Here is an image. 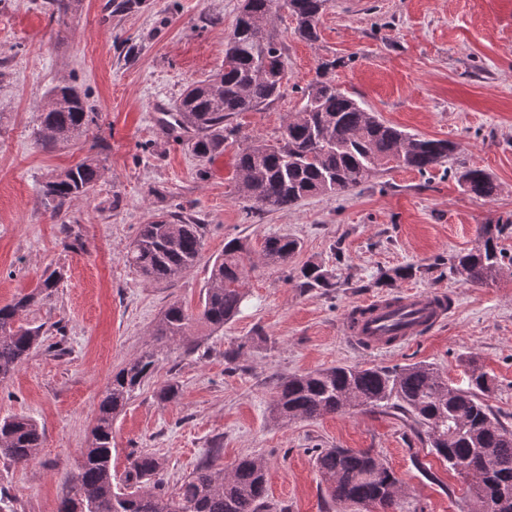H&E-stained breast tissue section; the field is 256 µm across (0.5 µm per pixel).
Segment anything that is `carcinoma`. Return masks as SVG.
<instances>
[{"mask_svg":"<svg viewBox=\"0 0 512 512\" xmlns=\"http://www.w3.org/2000/svg\"><path fill=\"white\" fill-rule=\"evenodd\" d=\"M247 14L238 16L224 50V68L188 86L166 128L174 138L192 133L188 143L202 159L224 146L234 129L224 121L240 112H255L281 96L279 74L285 71L281 42L273 14L278 0H250ZM328 0H283L294 18L295 34L307 42L319 38L320 17ZM336 62L320 65L319 79L303 93L300 109L288 117L274 145L248 143L236 158L237 194L258 210L289 209L302 199L341 195L366 182L400 155L397 166L424 174L444 163L456 145L427 139L388 125L367 111L326 78ZM50 107H38L40 127L36 143L46 147L65 144L79 136L93 121L80 93L71 85H56L47 92ZM102 172L86 159L45 184L43 195L60 211L73 197L86 194ZM465 193L490 198L497 184L480 168L458 175ZM206 225L178 214L143 224L127 252L138 272L157 282L172 283L200 259ZM512 232L511 224H484L479 245L455 257L452 267L466 281L483 285L494 280L505 263L498 241ZM299 250L296 239L268 236L261 260L286 267ZM254 268V257L238 239L224 243V253L213 263L198 320L216 331L241 310L246 293L243 280ZM415 275L406 265L380 273L377 283L392 287ZM61 279L52 271L29 293L0 307V381L9 379L18 366L42 343V327L21 319L22 313L49 296ZM304 289L331 288L334 275L310 262L297 276ZM192 315L178 302L167 306L153 335L158 344L148 346L119 370L99 400L91 428L92 441L81 452L73 472L65 474L66 492L56 512H269L266 474L254 459H243L226 470L217 464L219 449L174 489L162 477L163 463L150 453L134 458L122 479L112 475V423L150 377L160 343L179 341L186 335ZM472 364L467 387H457L430 365L413 363L394 367L336 365L305 374L281 376L275 383L271 414L281 422L342 414L352 408L393 411L410 422L417 435L453 467L455 458L471 457L493 467L489 491L512 489V429L494 415L484 401L492 381ZM43 432L29 416L13 414L0 419V458L14 467L36 459ZM316 466L326 493L340 512L355 507H377L379 512H403L404 488L373 449L322 448ZM470 512H488L487 498L469 483Z\"/></svg>","mask_w":512,"mask_h":512,"instance_id":"obj_1","label":"carcinoma"}]
</instances>
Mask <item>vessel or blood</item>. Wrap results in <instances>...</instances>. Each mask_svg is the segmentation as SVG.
Instances as JSON below:
<instances>
[{
  "instance_id": "1",
  "label": "vessel or blood",
  "mask_w": 512,
  "mask_h": 512,
  "mask_svg": "<svg viewBox=\"0 0 512 512\" xmlns=\"http://www.w3.org/2000/svg\"><path fill=\"white\" fill-rule=\"evenodd\" d=\"M357 323H345L344 331L356 345L374 350L389 348L420 337L438 326L449 313L443 290L390 296L358 302Z\"/></svg>"
}]
</instances>
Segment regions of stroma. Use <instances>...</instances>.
<instances>
[{"label": "stroma", "mask_w": 512, "mask_h": 512, "mask_svg": "<svg viewBox=\"0 0 512 512\" xmlns=\"http://www.w3.org/2000/svg\"><path fill=\"white\" fill-rule=\"evenodd\" d=\"M107 2L80 0L53 19L48 0H0V305L30 292L46 268L63 272L53 295L24 316L43 326L41 347L0 382V418L25 414L44 432L32 464L0 466L15 512H56L63 476L90 443L113 373L152 343L170 302L198 313L225 242L237 238L257 252L275 234L296 238L299 252L287 269L249 271L248 299L223 330L194 319L185 342L165 347L112 424L113 473L151 452L173 487L216 448L227 469L261 460L270 501L288 512H336L313 449L371 448L401 480L406 507L468 512L466 480L396 415L352 410L280 424L270 405L280 375L420 362L462 386L473 356L494 380L486 404L512 427V264L483 286L449 271L450 256L477 247L481 225L512 221V0H330L312 43L278 8L282 94L231 117L235 138L205 160L170 138L164 120L188 85L223 68L242 0H138L121 13ZM327 60L336 63L335 84L367 111L458 149L425 174L388 166L344 196L255 214L235 192L238 147L275 143ZM63 83L78 88L94 121L68 145L43 148L37 107ZM88 157L103 165L101 178L53 214L43 186ZM472 167L492 176L496 195L463 192L458 175ZM171 212L206 225L202 257L175 282L157 283L126 254L142 224ZM69 232L82 248H64ZM307 262L333 270L335 287L305 290L285 280ZM406 265L417 267L415 277L378 285L380 272ZM435 289L447 290L453 307L424 336L371 351L346 337L355 302ZM234 348L240 355L227 362ZM167 382L179 387L175 401L156 396Z\"/></svg>", "instance_id": "35a3bbf8"}]
</instances>
